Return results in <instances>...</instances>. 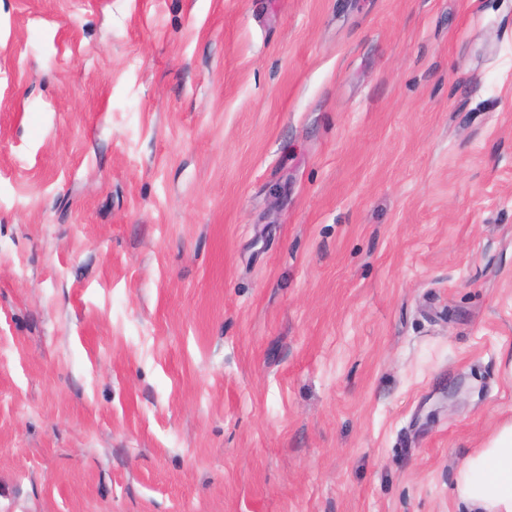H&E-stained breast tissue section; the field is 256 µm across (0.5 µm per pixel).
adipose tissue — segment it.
I'll list each match as a JSON object with an SVG mask.
<instances>
[{"mask_svg": "<svg viewBox=\"0 0 512 512\" xmlns=\"http://www.w3.org/2000/svg\"><path fill=\"white\" fill-rule=\"evenodd\" d=\"M455 494L465 512H512V420L500 424L465 460Z\"/></svg>", "mask_w": 512, "mask_h": 512, "instance_id": "obj_1", "label": "adipose tissue"}]
</instances>
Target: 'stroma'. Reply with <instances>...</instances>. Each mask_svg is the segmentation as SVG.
<instances>
[{"mask_svg":"<svg viewBox=\"0 0 512 512\" xmlns=\"http://www.w3.org/2000/svg\"><path fill=\"white\" fill-rule=\"evenodd\" d=\"M512 418V0H0V512H457Z\"/></svg>","mask_w":512,"mask_h":512,"instance_id":"stroma-1","label":"stroma"}]
</instances>
